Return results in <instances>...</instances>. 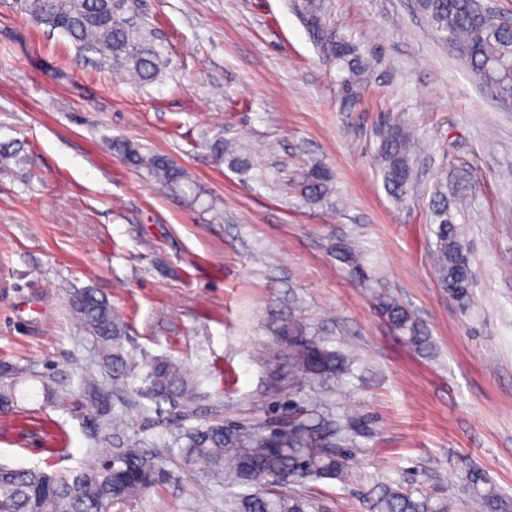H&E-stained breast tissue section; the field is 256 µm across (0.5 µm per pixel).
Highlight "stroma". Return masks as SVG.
<instances>
[{
    "mask_svg": "<svg viewBox=\"0 0 512 512\" xmlns=\"http://www.w3.org/2000/svg\"><path fill=\"white\" fill-rule=\"evenodd\" d=\"M328 5L331 29L367 65L350 104L292 0H134L170 60L146 87L77 58L59 31L0 0V149L14 154L0 165V365L20 377L17 410L0 413V465L76 472L107 437L157 455L170 474L128 512H227L244 487L184 466L183 428L276 425L294 401L349 457L347 482L295 486L313 512H365L386 484L477 512L472 466L512 497V112L436 40L416 0ZM395 123L417 142L402 200L376 163ZM217 136L250 154L248 172L217 164ZM116 139L184 167L223 219L128 169ZM315 164L332 175L322 205L299 192ZM440 187L470 257L467 306L430 259ZM339 240L414 314L428 350L393 333L337 258ZM76 288L121 313L137 359L183 362L202 396L193 417L112 386L68 311ZM290 309L351 359L338 391L290 394L268 332ZM88 374L110 388L105 416L81 395Z\"/></svg>",
    "mask_w": 512,
    "mask_h": 512,
    "instance_id": "stroma-1",
    "label": "stroma"
}]
</instances>
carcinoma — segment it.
Instances as JSON below:
<instances>
[{
	"mask_svg": "<svg viewBox=\"0 0 512 512\" xmlns=\"http://www.w3.org/2000/svg\"><path fill=\"white\" fill-rule=\"evenodd\" d=\"M438 38L448 46L481 81L495 102L512 109V27L480 10L475 0H417ZM31 20L59 31L83 52L98 55L104 68L124 72L135 84L156 82L167 69L168 60L157 48L153 32L143 22L127 15L121 0H20ZM294 8L310 37L321 45L330 37L324 0H294ZM344 97L353 100L363 84L366 66L356 47L336 37ZM413 136L394 124L381 135L376 154L385 186L396 198H403L412 176ZM112 150L130 168L144 171L167 193L191 208L214 213L220 218L216 201L179 166L157 154H145L129 141H112ZM214 155L246 172L250 158L222 138L212 144ZM304 197L313 204L327 202L331 175L311 167L302 185ZM436 224L431 259L440 286L462 304L471 299V270L458 225L448 217L446 195L434 196ZM340 260L360 282L369 275L354 246L339 241L335 246ZM373 299L379 313L407 345L424 350L423 336L413 314L381 283H376ZM69 307L84 334L97 349L101 363L111 374L112 384L128 385L141 378L140 394L159 411L169 407L188 417L194 414L198 395L190 374L181 362L159 359L140 363L125 349L126 325L112 305L90 289L70 294ZM270 335L279 355L288 362L292 387L306 383L327 384L339 380L347 358L320 339L309 335L307 327L293 312L280 313L272 320ZM146 369L141 375L139 371ZM17 377L8 369L0 371V410L13 409ZM82 392L93 411H105L109 391L95 378L82 380ZM182 454L188 467L204 463L211 476L229 478L242 486L265 481L264 488L231 502L232 512H309L311 503L290 495L286 488L308 480L343 481L348 475L346 455L332 441L320 421L300 411L282 426L246 428L215 422L192 427L183 434ZM163 465L142 449L101 448L94 462L75 474H58L39 468L0 466V512H112L124 508L166 481ZM472 497L480 512H512V497L499 492L483 471L467 473ZM368 512H452L450 500L400 487L385 486L368 502Z\"/></svg>",
	"mask_w": 512,
	"mask_h": 512,
	"instance_id": "1",
	"label": "carcinoma"
}]
</instances>
